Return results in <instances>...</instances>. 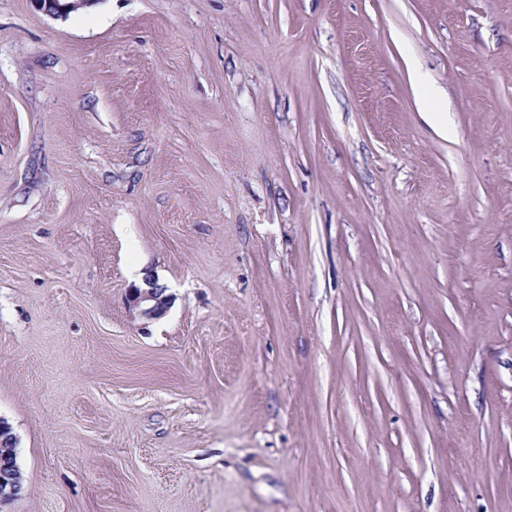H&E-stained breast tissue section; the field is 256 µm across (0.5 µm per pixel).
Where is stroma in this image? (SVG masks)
Returning a JSON list of instances; mask_svg holds the SVG:
<instances>
[{
  "instance_id": "stroma-1",
  "label": "stroma",
  "mask_w": 512,
  "mask_h": 512,
  "mask_svg": "<svg viewBox=\"0 0 512 512\" xmlns=\"http://www.w3.org/2000/svg\"><path fill=\"white\" fill-rule=\"evenodd\" d=\"M0 419V512H512V0H0ZM35 7L46 15L63 17L87 6L96 0H31ZM141 276L138 282L143 289L136 288V290L132 292L129 302L138 310L142 317L157 319L166 312L168 307L167 296L164 295L165 288L150 282L149 285L151 286L147 288ZM0 457L1 459H9L10 464L0 472V502L17 495L22 486V475L19 471L17 474V465L14 464L16 457L15 438L11 432V428L5 421L0 419ZM20 479V482H19Z\"/></svg>"
}]
</instances>
